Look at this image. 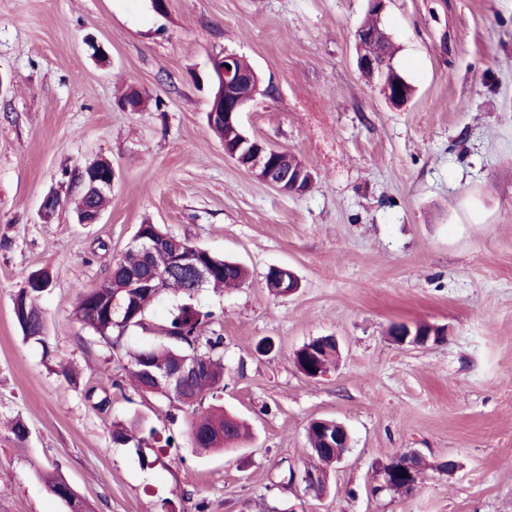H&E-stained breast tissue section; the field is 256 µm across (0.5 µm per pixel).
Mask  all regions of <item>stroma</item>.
Returning a JSON list of instances; mask_svg holds the SVG:
<instances>
[{"mask_svg":"<svg viewBox=\"0 0 512 512\" xmlns=\"http://www.w3.org/2000/svg\"><path fill=\"white\" fill-rule=\"evenodd\" d=\"M367 0H0V512H67L38 477L57 470L93 512H512V0H390L393 64L415 88L389 107L356 65ZM107 56L93 58L86 38ZM233 53L262 78L242 131L296 155L303 195L228 158L208 119L210 59ZM144 111L118 105L127 88ZM105 159L101 223H77L67 171ZM60 205L40 206L48 193ZM240 262V287L205 290L222 336L221 405L251 439L231 452L136 449L116 418L168 424L164 406L111 388L118 361L73 317L143 222ZM300 280L288 296L269 267ZM36 272L45 342L23 341L12 299ZM175 298L126 342L160 341ZM446 327L394 343V323ZM322 336L340 355L305 376L294 353ZM273 351L256 350L260 340ZM109 397L94 407L87 390ZM317 418L351 436L324 495L289 473L310 461ZM29 429L17 441L12 420ZM417 451L411 492L373 493L377 470ZM453 461L454 469L441 465Z\"/></svg>","mask_w":512,"mask_h":512,"instance_id":"35a3bbf8","label":"stroma"}]
</instances>
